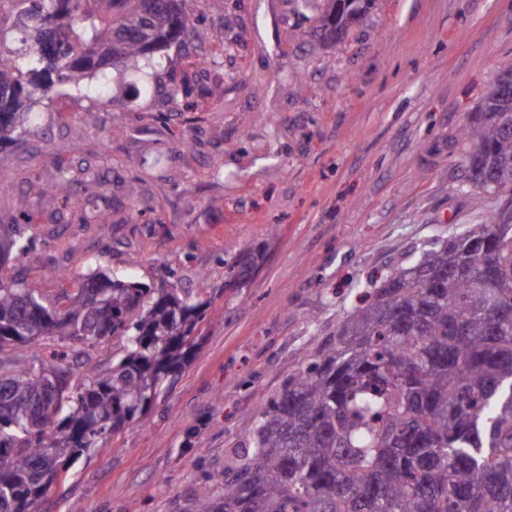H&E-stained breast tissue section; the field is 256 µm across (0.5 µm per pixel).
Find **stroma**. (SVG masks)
<instances>
[{"mask_svg":"<svg viewBox=\"0 0 512 512\" xmlns=\"http://www.w3.org/2000/svg\"><path fill=\"white\" fill-rule=\"evenodd\" d=\"M184 7L205 42L157 54V77L129 76L105 110L54 85L39 136L0 151V225L33 243L10 270L43 296L102 269L206 303L189 364L144 415L67 460L37 512H187L217 493L213 474L372 280L503 204L460 194L459 131L512 69V0H372L337 49L310 32L322 0ZM206 56L224 85L192 110L171 77L211 86ZM58 166L76 195L96 194L98 222L45 203Z\"/></svg>","mask_w":512,"mask_h":512,"instance_id":"35a3bbf8","label":"stroma"}]
</instances>
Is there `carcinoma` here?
<instances>
[{
  "label": "carcinoma",
  "mask_w": 512,
  "mask_h": 512,
  "mask_svg": "<svg viewBox=\"0 0 512 512\" xmlns=\"http://www.w3.org/2000/svg\"><path fill=\"white\" fill-rule=\"evenodd\" d=\"M313 29L336 47L368 0H323ZM0 24V149L37 134L50 85L99 108L108 85L156 72L155 54L204 32L182 0H9ZM512 71L503 73L461 132L464 194H507L484 222L395 268L288 374L246 440L214 476L218 494L190 512H512ZM69 172L51 175L48 202L69 201ZM0 225V266L29 258ZM47 299L19 277L0 278V512H31L66 460L141 416L187 365L204 303L103 271ZM60 344L25 364L7 350L34 337ZM125 339L112 367L74 361L109 337ZM68 376L55 425L32 405L49 373Z\"/></svg>",
  "instance_id": "carcinoma-1"
}]
</instances>
